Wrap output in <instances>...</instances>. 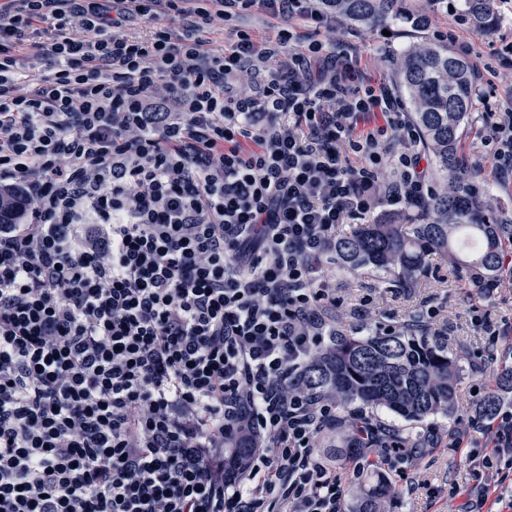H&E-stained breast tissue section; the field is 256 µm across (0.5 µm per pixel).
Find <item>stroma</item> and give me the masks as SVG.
I'll return each instance as SVG.
<instances>
[{"mask_svg": "<svg viewBox=\"0 0 512 512\" xmlns=\"http://www.w3.org/2000/svg\"><path fill=\"white\" fill-rule=\"evenodd\" d=\"M499 25L481 34L462 23L454 9H438L431 27L418 30L404 19L388 21L385 27L367 28L351 23L338 33L361 57V65L388 90H395L389 52H403L420 37H443L449 49L468 43L473 52L468 61L482 75V96L475 101L472 119L461 144V153L471 171L486 176L491 168L484 139L488 133L485 113L499 111L512 100V54L506 50L512 44V6L498 8ZM279 20L253 10L232 17L225 23L205 30L203 37L214 50L230 46L237 31L245 30L263 42L274 37ZM389 38H382V31ZM336 304L330 312L339 329L357 325L372 328L398 326L409 315L434 310L432 323L448 341V355L458 365V393L453 416L438 414L422 423H413L386 410L373 411L375 420L395 433L414 438L432 432L435 441L421 449L417 457L393 461L383 466L392 484V492L384 501L385 512H462L474 481L467 462L469 452L484 453L485 428L489 419L477 416L476 405L483 394L497 392L502 409L512 408V391L499 388L498 378L504 368L512 366V277L504 276L485 291L471 288L467 280L450 278L445 264L433 262L432 268L418 287L392 288L375 273L358 270L336 275ZM482 316L494 326L507 328L506 336L491 343L476 327L473 316ZM493 360H486V353ZM475 418L478 430L465 439L460 447L450 445L449 433L458 418Z\"/></svg>", "mask_w": 512, "mask_h": 512, "instance_id": "35a3bbf8", "label": "stroma"}]
</instances>
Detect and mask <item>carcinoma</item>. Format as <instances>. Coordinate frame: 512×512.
Masks as SVG:
<instances>
[{
  "label": "carcinoma",
  "mask_w": 512,
  "mask_h": 512,
  "mask_svg": "<svg viewBox=\"0 0 512 512\" xmlns=\"http://www.w3.org/2000/svg\"><path fill=\"white\" fill-rule=\"evenodd\" d=\"M404 0H322V7L347 21L373 27L404 13ZM466 16L479 32L497 25L495 0H465ZM406 93L412 122L435 168V193L415 215L402 221L361 224L329 248L338 272L370 268L393 276L398 288L416 287L428 261L448 260L479 287L495 282L504 268L508 225L498 221L492 198L459 153L464 127L474 107L469 63L447 47L418 42L392 64ZM457 371L448 344L431 335L416 315L400 330L344 331L327 338L290 385L326 396L349 408H385L420 423L455 409ZM257 452L250 438L224 440V481L245 474ZM390 482L379 472L362 493L357 512H383Z\"/></svg>",
  "instance_id": "carcinoma-1"
}]
</instances>
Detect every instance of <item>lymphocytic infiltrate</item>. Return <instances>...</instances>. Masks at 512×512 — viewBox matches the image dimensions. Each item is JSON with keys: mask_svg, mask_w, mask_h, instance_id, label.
Instances as JSON below:
<instances>
[{"mask_svg": "<svg viewBox=\"0 0 512 512\" xmlns=\"http://www.w3.org/2000/svg\"><path fill=\"white\" fill-rule=\"evenodd\" d=\"M256 7L275 40L200 39ZM170 14L181 36L123 33ZM342 24L318 0H0V512H346L318 450L336 406L288 380L336 332L342 225L431 183L401 101L318 40ZM486 119L497 180L512 108ZM242 433L263 449L228 484ZM487 446L488 490L512 475L511 409Z\"/></svg>", "mask_w": 512, "mask_h": 512, "instance_id": "obj_1", "label": "lymphocytic infiltrate"}]
</instances>
